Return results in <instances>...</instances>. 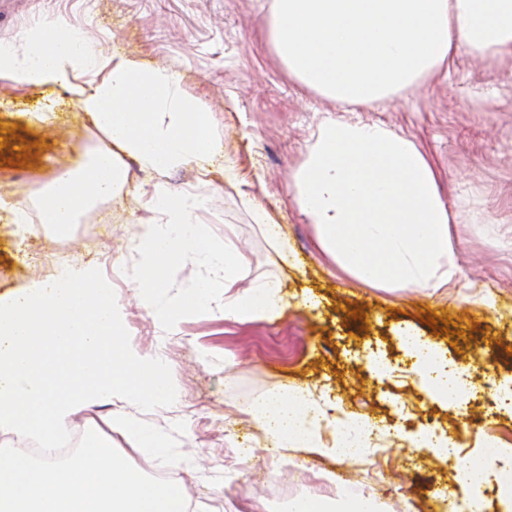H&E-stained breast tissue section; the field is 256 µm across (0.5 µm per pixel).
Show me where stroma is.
<instances>
[{"label": "stroma", "mask_w": 512, "mask_h": 512, "mask_svg": "<svg viewBox=\"0 0 512 512\" xmlns=\"http://www.w3.org/2000/svg\"><path fill=\"white\" fill-rule=\"evenodd\" d=\"M271 0H0V42L22 45L30 30L67 27L103 61L136 57L174 74L184 95L209 113L218 163L207 173L181 168L161 174L173 190L207 196L198 223L216 234L232 228L243 254L244 281L279 280L287 305L264 320L225 317L222 303L162 332L127 285L137 267L134 225L149 217L146 190L156 178L119 155L125 178L110 198L85 210L65 234L43 227L17 236L13 215L0 208V294L30 278L53 277L75 261L98 265L114 283L125 309L131 343L170 367L177 400L139 414L128 402H104L77 415L72 428L103 435L136 469L153 460L112 426L120 415L142 417L163 447L166 467L197 499L196 512H264L259 487L287 476L306 498L330 502L317 482L334 470L365 486L391 512H448L443 498L483 494L489 512H504L492 483L454 487L457 458L481 462L487 472L512 465V411L499 398L512 393V247L500 234L512 226V57L489 64L463 56L447 80L427 82L382 108L346 112L289 75L264 36ZM384 124L412 137L435 166L451 211L477 209L485 224H455L451 242L459 274L436 292L369 288L327 260L313 225L300 215L291 180L321 120ZM105 131L55 87H18L0 80V188H16L28 211H40L32 182L77 164L109 146ZM234 167V183L224 165ZM13 186V185H12ZM268 210L288 241L292 262H280L253 223L243 196ZM362 317H355V310ZM445 319L434 333L427 318ZM431 343L440 358L469 370L472 393L438 398L413 370L404 332ZM310 388L328 417L332 441L338 417L368 415L387 431L374 466L342 463L302 448L269 454L248 408L272 392ZM453 439L459 457L419 452L423 426ZM502 438L495 455L483 431Z\"/></svg>", "instance_id": "35a3bbf8"}]
</instances>
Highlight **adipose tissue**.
<instances>
[{"instance_id":"1","label":"adipose tissue","mask_w":512,"mask_h":512,"mask_svg":"<svg viewBox=\"0 0 512 512\" xmlns=\"http://www.w3.org/2000/svg\"><path fill=\"white\" fill-rule=\"evenodd\" d=\"M267 39L308 89L341 107L374 110L418 82L447 78L459 56L512 55V0H272ZM96 66L61 27L36 28L22 46L0 47V79L66 87L114 146L53 176L41 209L45 223L58 228L70 227L123 180L114 151L155 172L185 166L205 171L214 160L209 115L196 109L172 75L118 55L101 81H77L78 68ZM292 195L327 256L371 288L447 287L458 271L451 224L485 221L479 211L450 214L419 145L377 122L325 118L293 175ZM148 207L152 216L136 232L141 262L127 274L142 300L151 302L168 269L184 258L205 269L192 288L154 309L161 327L211 307L219 295L225 315L242 321L283 310L275 280L241 290L242 255L231 239L216 240L196 224L194 195L157 183ZM248 413L268 447L337 451L320 439L322 415L304 389L272 393Z\"/></svg>"}]
</instances>
